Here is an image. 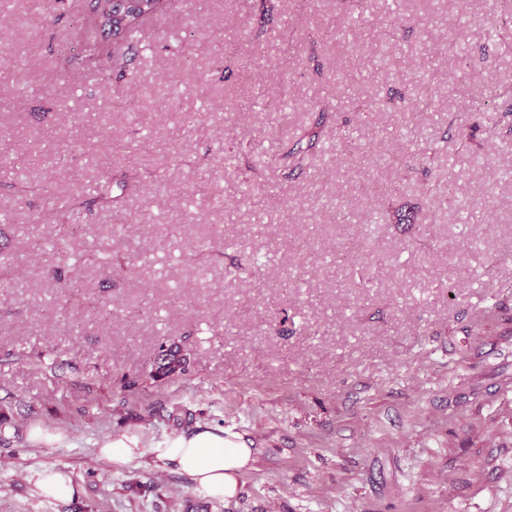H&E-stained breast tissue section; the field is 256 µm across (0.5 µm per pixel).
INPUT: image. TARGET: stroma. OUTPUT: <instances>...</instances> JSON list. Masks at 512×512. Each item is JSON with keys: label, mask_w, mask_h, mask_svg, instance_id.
<instances>
[{"label": "stroma", "mask_w": 512, "mask_h": 512, "mask_svg": "<svg viewBox=\"0 0 512 512\" xmlns=\"http://www.w3.org/2000/svg\"><path fill=\"white\" fill-rule=\"evenodd\" d=\"M86 4L0 21V512H512V49L484 58L485 0H168L108 82L111 49L65 63ZM423 138L438 167L392 166ZM163 347L185 372L153 378ZM200 424L254 448L233 498L98 456ZM324 120L325 116L321 114L315 122L304 127L292 146L284 153L283 158L292 159L293 164L300 167L306 153L315 147L321 139ZM304 144L306 145L305 147H303ZM33 478L36 487L47 497L60 498L68 494L71 489L69 476L59 469L43 468L37 471Z\"/></svg>", "instance_id": "obj_1"}]
</instances>
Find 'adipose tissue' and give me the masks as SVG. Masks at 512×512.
<instances>
[{
  "instance_id": "1",
  "label": "adipose tissue",
  "mask_w": 512,
  "mask_h": 512,
  "mask_svg": "<svg viewBox=\"0 0 512 512\" xmlns=\"http://www.w3.org/2000/svg\"><path fill=\"white\" fill-rule=\"evenodd\" d=\"M99 453L121 465L146 454L175 463L192 478L201 495L225 499L237 495L239 478L249 468L254 451L240 435L199 426L148 448L142 446L137 434L124 433L105 441Z\"/></svg>"
}]
</instances>
